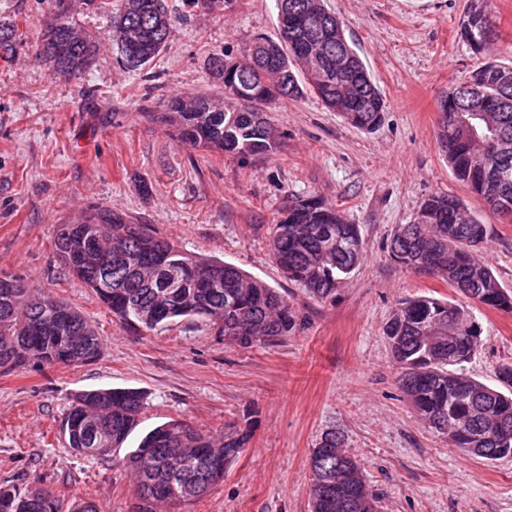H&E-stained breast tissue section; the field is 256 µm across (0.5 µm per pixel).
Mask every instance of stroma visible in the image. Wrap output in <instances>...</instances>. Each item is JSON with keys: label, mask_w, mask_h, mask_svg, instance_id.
Wrapping results in <instances>:
<instances>
[{"label": "stroma", "mask_w": 512, "mask_h": 512, "mask_svg": "<svg viewBox=\"0 0 512 512\" xmlns=\"http://www.w3.org/2000/svg\"><path fill=\"white\" fill-rule=\"evenodd\" d=\"M466 2L327 0L383 96L382 124L355 128L310 93L271 107L279 143L245 160L181 147L154 114L175 97H221L210 57L235 59L255 38L277 39L276 0H230L219 13L166 0L176 21L149 67L125 69L102 42L96 67L78 79L35 55L48 4L0 0V17L16 22L21 40L15 59L0 62V277L67 302L103 339L95 363L0 374V483L25 473L57 490L65 512L84 501L131 512L136 489L121 460L148 431L180 420L217 434L248 415V447L184 512H310L309 457L331 427L343 432L381 512H512V458L467 455L425 426L383 334L404 300L458 298L388 254L396 228L428 196L453 194L492 225L487 258L512 289V222L455 178L436 142L440 94L487 60L512 63V0H496L499 39L486 55L457 36ZM307 195L342 209L364 240L360 266L332 303L288 281L269 252L270 225L289 199ZM97 206L243 268L288 300L303 329L244 348L201 318L154 330L122 324L55 257L59 226ZM472 311L481 345L466 370L491 385L498 364L512 361V313ZM109 387L145 392L137 426L112 456L71 455L61 427L69 401Z\"/></svg>", "instance_id": "35a3bbf8"}]
</instances>
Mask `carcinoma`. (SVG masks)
<instances>
[{"label": "carcinoma", "instance_id": "carcinoma-1", "mask_svg": "<svg viewBox=\"0 0 512 512\" xmlns=\"http://www.w3.org/2000/svg\"><path fill=\"white\" fill-rule=\"evenodd\" d=\"M54 2L36 55L60 76L79 78L96 66L99 42L77 30L70 0ZM82 0L85 10L106 17L104 38L117 48L119 62L144 70L167 47L172 19L165 0ZM281 39L262 37L242 60L224 54L209 59V70L224 79V68L247 72L224 83V98L198 95L189 103L171 99L153 118L170 127L176 141L204 152L242 159L270 153L276 143L262 109L314 93L351 125L371 131L385 112L378 87L347 42L343 23L324 0H288L278 16ZM460 40L481 53L495 40L494 0H467ZM19 46L17 26L0 20V60ZM352 69L333 65L336 51ZM470 95L453 86L440 99L437 144L457 179L492 211L512 221V67L488 62L466 80ZM487 114L503 133L496 151L472 140L455 125L457 108ZM493 229L481 223L457 197L432 195L413 221L402 224L387 249L400 266L434 276L461 296L458 301L417 297L400 303L384 335L400 369V388L416 416L455 448L489 461L512 457V362L498 366L499 386L468 375L481 342V326L468 302L512 312V290L503 286L483 249ZM55 255L65 270L90 288L121 322L148 330L180 318H204L221 325L224 337L244 347L294 334L298 321L276 289L243 269L189 254L148 224L107 208H93L59 225ZM270 252L284 277L318 302H333L363 259L359 226L316 196L288 203L272 225ZM103 340L78 310L50 296H35L19 276L0 277V372L29 368L78 367L96 361ZM146 395L136 388L76 393L62 419L68 449L101 457L117 449L137 425ZM252 438L251 424L224 426L215 436L172 420L148 432L129 452L124 466L135 479L133 512H156L160 504L196 501L224 480ZM313 475L312 512H380L360 465L345 449L342 432H324L309 460ZM334 473L348 484L350 497L328 488ZM0 512H62L52 489L31 488L28 477L0 484Z\"/></svg>", "mask_w": 512, "mask_h": 512}]
</instances>
